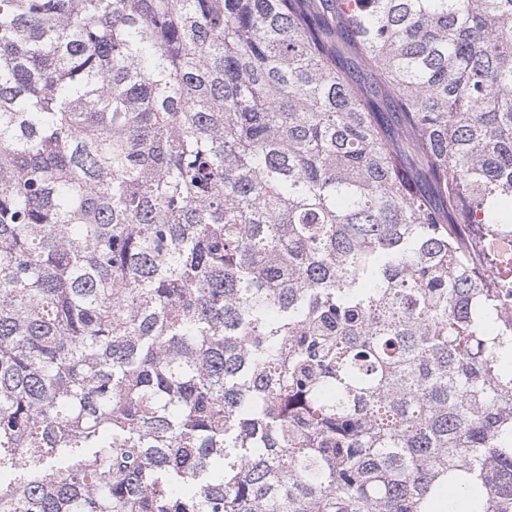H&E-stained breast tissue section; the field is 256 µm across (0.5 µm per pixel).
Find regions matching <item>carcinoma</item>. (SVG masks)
<instances>
[{
  "mask_svg": "<svg viewBox=\"0 0 512 512\" xmlns=\"http://www.w3.org/2000/svg\"><path fill=\"white\" fill-rule=\"evenodd\" d=\"M512 512V0H0V512Z\"/></svg>",
  "mask_w": 512,
  "mask_h": 512,
  "instance_id": "cac0c4a2",
  "label": "carcinoma"
}]
</instances>
